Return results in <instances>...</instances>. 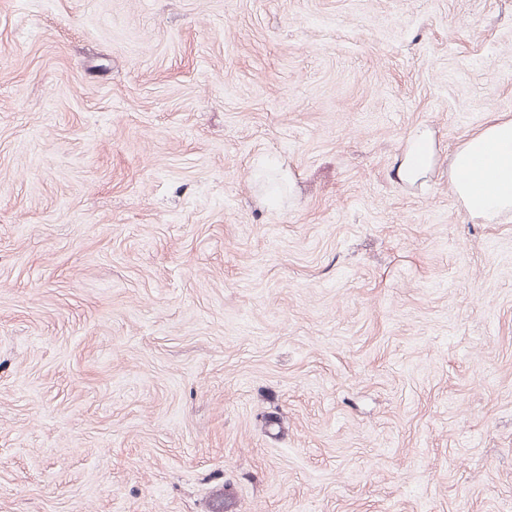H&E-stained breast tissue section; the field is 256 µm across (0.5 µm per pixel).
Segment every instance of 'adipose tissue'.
Listing matches in <instances>:
<instances>
[{
  "mask_svg": "<svg viewBox=\"0 0 512 512\" xmlns=\"http://www.w3.org/2000/svg\"><path fill=\"white\" fill-rule=\"evenodd\" d=\"M435 165L431 131L411 130L397 168L400 181L423 183ZM448 183L473 223L499 224L512 218V114L497 115L462 139L448 158Z\"/></svg>",
  "mask_w": 512,
  "mask_h": 512,
  "instance_id": "1",
  "label": "adipose tissue"
}]
</instances>
